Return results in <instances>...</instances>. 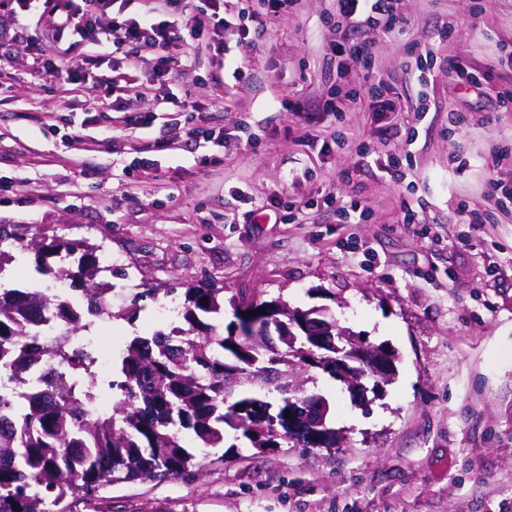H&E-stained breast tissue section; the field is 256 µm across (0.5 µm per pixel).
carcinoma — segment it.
Returning a JSON list of instances; mask_svg holds the SVG:
<instances>
[{"mask_svg": "<svg viewBox=\"0 0 512 512\" xmlns=\"http://www.w3.org/2000/svg\"><path fill=\"white\" fill-rule=\"evenodd\" d=\"M28 225L0 224V273L31 252L35 272L70 280L71 293L51 297L36 279L0 283V512H45L69 494H92L118 479L180 476L196 454L224 447L225 437L263 452L299 441L288 431L285 385L302 369L336 377V351H320L288 328L281 301L230 298L234 321L224 326V288H184V325L135 335L117 360L119 379L99 384L94 355L80 347L92 336L112 286L96 281L97 248L85 241L26 238ZM13 240L17 251L1 248ZM81 253L77 270L48 259ZM276 305L283 325L263 309ZM254 315L249 316L247 312ZM57 328L62 341L43 347L37 336ZM283 375L267 379L265 370ZM281 395L280 403L267 401Z\"/></svg>", "mask_w": 512, "mask_h": 512, "instance_id": "obj_1", "label": "carcinoma"}]
</instances>
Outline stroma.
Instances as JSON below:
<instances>
[{
  "label": "stroma",
  "mask_w": 512,
  "mask_h": 512,
  "mask_svg": "<svg viewBox=\"0 0 512 512\" xmlns=\"http://www.w3.org/2000/svg\"><path fill=\"white\" fill-rule=\"evenodd\" d=\"M399 7L405 33H362L375 75L409 107L399 115L322 111L336 89L325 55L333 0H298L268 22L243 86L232 77L239 20L229 0L223 66L191 53L179 81L160 85L156 55L144 54L135 83H119L97 111L95 89L41 70L38 49H56L50 16L0 15V224L119 256L104 338L114 355L158 326L168 289L192 281L328 307L399 356L395 380L368 390L366 412L340 382L308 370V388L334 405L339 447L230 448L192 474L115 481L55 512H512V203L497 205L485 186L492 173L512 186V112L487 118L482 97L450 90L446 72L432 70L422 88L404 68L407 49L429 42L437 58L465 59L512 91L501 61L512 0ZM151 85L155 95H144ZM158 96L196 102L188 121L223 139L158 150L168 119ZM295 98L313 109L317 141L283 109ZM455 110L463 124L451 122ZM393 158L410 159L408 183L379 173ZM274 200L292 213L275 224L251 214ZM353 200L359 210L345 213ZM405 200L422 204L421 224L401 223ZM469 211L482 223H467ZM133 304L130 322L121 313Z\"/></svg>",
  "instance_id": "stroma-1"
}]
</instances>
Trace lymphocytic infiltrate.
<instances>
[{
  "label": "lymphocytic infiltrate",
  "mask_w": 512,
  "mask_h": 512,
  "mask_svg": "<svg viewBox=\"0 0 512 512\" xmlns=\"http://www.w3.org/2000/svg\"><path fill=\"white\" fill-rule=\"evenodd\" d=\"M297 0H257L256 7L238 12L242 22L238 48L243 59L256 54L264 33L263 17L281 16ZM224 0H207L204 7L193 10L182 0H143L142 10L133 17L114 7L113 0H0V14H48L55 20V36L65 33L79 35L71 44L66 64L55 59L44 60L47 75H65L70 81H83L90 61L106 55L113 33H121L128 49L121 72L98 75L97 83L112 86L134 78L138 62L145 52L157 53L161 59L160 76L172 75L181 64L180 54L186 43L196 48L215 50V38L223 33ZM180 12L181 21H173L172 12ZM338 35L327 46L331 58L339 59L336 76L340 86L326 99L323 111L342 113L357 104L356 86L368 80L372 65V44L362 39L365 28L386 32L405 31L411 24L398 7V0H335Z\"/></svg>",
  "instance_id": "f902f5d3"
}]
</instances>
